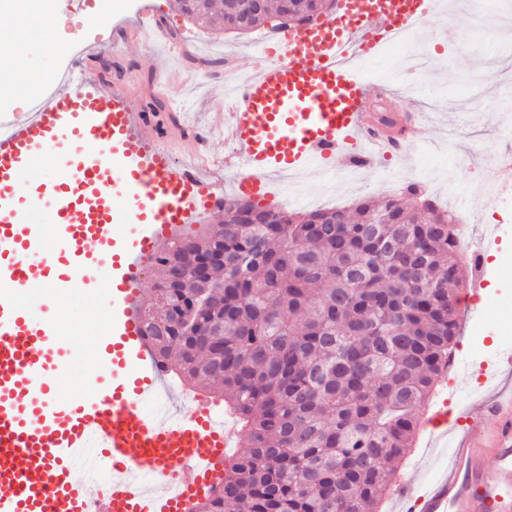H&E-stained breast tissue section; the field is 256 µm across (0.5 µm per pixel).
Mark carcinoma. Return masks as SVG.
<instances>
[{"mask_svg": "<svg viewBox=\"0 0 512 512\" xmlns=\"http://www.w3.org/2000/svg\"><path fill=\"white\" fill-rule=\"evenodd\" d=\"M189 21L247 34L286 29L330 0H176ZM224 240L202 231L167 242L224 247L207 279L183 272L174 301L154 289L143 336L169 375L218 387L242 423L219 492L187 512H376L410 448L459 332L465 260L452 210L365 197L354 212L304 213L224 202ZM341 217L342 223L332 219ZM210 335L180 328L202 308Z\"/></svg>", "mask_w": 512, "mask_h": 512, "instance_id": "obj_1", "label": "carcinoma"}]
</instances>
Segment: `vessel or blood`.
<instances>
[{
  "instance_id": "1",
  "label": "vessel or blood",
  "mask_w": 512,
  "mask_h": 512,
  "mask_svg": "<svg viewBox=\"0 0 512 512\" xmlns=\"http://www.w3.org/2000/svg\"><path fill=\"white\" fill-rule=\"evenodd\" d=\"M434 10V0H339L336 13L272 32L266 63L224 113V137L235 146L225 162L241 168L240 190L312 168L373 164L369 86L348 63L376 55ZM91 52L76 44L23 109L0 113V512H187L219 483L235 432L169 386L138 304L159 242L213 209L211 186L160 146L125 88L82 78ZM50 152L65 160L60 180L21 196L25 176ZM46 206L58 226L52 237L20 219ZM120 224L130 233L113 234ZM101 278L111 337L100 364L111 384L62 401L55 332L16 298ZM460 426L447 476L419 496L397 484L403 512H512V392H491ZM90 460L107 480L77 476V464ZM133 473L151 476L157 492L134 486Z\"/></svg>"
}]
</instances>
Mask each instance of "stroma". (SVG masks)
<instances>
[{
    "label": "stroma",
    "instance_id": "35a3bbf8",
    "mask_svg": "<svg viewBox=\"0 0 512 512\" xmlns=\"http://www.w3.org/2000/svg\"><path fill=\"white\" fill-rule=\"evenodd\" d=\"M107 6L111 25L100 24L95 6L75 21V34L97 46L90 76L102 78L108 88L123 83L144 109L149 102L144 85L163 75L166 100L174 101L189 122L204 129L219 127L222 117L214 105L224 98L222 69L193 66L186 58L221 57L239 75H246L259 55L263 31L243 36L213 33L181 16L174 0H107ZM43 22L55 28V41H23L16 43L15 51L27 68L49 74L66 56L73 34L65 31L60 11L51 12ZM495 25L490 11L484 25H477L469 0H455L449 13H434L425 23L426 42L405 48L406 56L430 57L412 88L395 72L390 51L380 50L369 61L372 99H385L395 112L420 115L419 133L402 152L379 156L362 170L342 166L331 174L280 179L270 194L251 197L259 206L289 211L307 210L303 201L307 195L323 209L350 208L364 197L399 194L412 182L439 205L455 207L462 223L469 225L473 242L500 228L499 246L486 250L485 288L477 294L468 287L456 293L460 302L457 372L444 375L432 401H450L457 414L479 410L489 393L480 377L482 365L493 364L500 350L512 349V279L501 280L497 271L498 266L512 265V196L489 194L481 176L482 163L495 154L512 153V47L500 44ZM489 54L503 79L487 91L476 76ZM114 57L121 59L122 72L103 76L101 60ZM62 307L61 316L53 320L63 334L58 347L68 361L59 383L88 394L103 391L107 378L93 362L95 348L89 339L96 336L105 342L110 337L105 282L67 293ZM450 446V441L420 436L398 463L397 478L410 479L420 489L432 485L448 471Z\"/></svg>",
    "mask_w": 512,
    "mask_h": 512
}]
</instances>
